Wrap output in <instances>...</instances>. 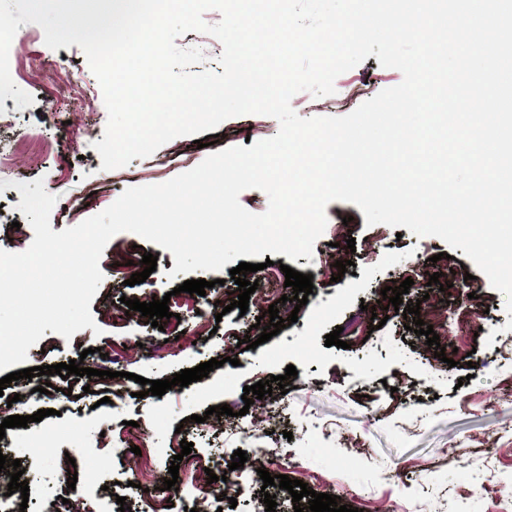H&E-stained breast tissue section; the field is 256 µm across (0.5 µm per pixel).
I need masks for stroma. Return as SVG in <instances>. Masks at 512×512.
I'll use <instances>...</instances> for the list:
<instances>
[{
    "instance_id": "35a3bbf8",
    "label": "stroma",
    "mask_w": 512,
    "mask_h": 512,
    "mask_svg": "<svg viewBox=\"0 0 512 512\" xmlns=\"http://www.w3.org/2000/svg\"><path fill=\"white\" fill-rule=\"evenodd\" d=\"M10 75L30 94L33 105L18 107L13 97L0 101L14 113L12 127L0 130V148L13 149L17 162L0 174V249L12 250V222L24 221L18 183L42 180L56 195L50 215L53 231L76 226L103 211L98 195L119 197L138 180L166 182L201 163L208 153L276 136L279 121L246 114L225 120L216 129L171 140L146 158L121 168L103 170L94 148L102 140L108 114L100 85L78 45L50 49L36 24L20 25L9 50ZM403 80L401 71L381 66L377 56L338 76L335 92L317 97L301 91L291 99L301 117L343 116L363 101ZM327 224L312 257H299L292 269L309 275L314 285L298 320L256 349L238 346L242 337L258 338L254 324L267 302L250 297L246 314L231 310L222 319L202 314L204 299L178 292L186 279H223L235 291L228 270L174 274L173 254L131 232L116 234L105 247L99 268L103 281L90 303L95 327L64 338L45 331L29 348L28 366L54 365L82 359L84 366L125 371L127 394L115 403L97 404L95 397L69 395L75 376H51L53 391L14 401L12 414L26 416L49 410V417L28 427L7 429L0 454L20 460L29 486L28 498L13 494L7 512H53L54 502L77 493L94 512H118L125 497L130 512H152L159 497L170 512H184L200 494L192 459L219 457L225 449L249 450L254 437L273 447L262 459L269 473L308 483L319 493L338 496L353 512H498V493L512 491V315L505 297L494 289L462 250H449L433 236L419 237L408 228L367 225L362 210L333 201ZM344 225L354 249H331L334 229ZM354 262L351 273L338 274L330 251ZM451 258H444V251ZM157 258L146 282L128 286L112 268L127 253ZM439 274L440 289L424 292L412 285L408 297L420 300L421 312L441 306L443 324L434 325L440 344L452 351L442 362L425 337L406 330L402 313L390 312L382 328L370 330L371 308L381 289L403 282L416 267ZM473 283H465V275ZM169 298L174 317L152 328L149 318L127 311L125 299L151 302ZM120 322L108 320L109 312ZM356 321L357 336L349 348L326 346L336 327ZM89 355H82V348ZM226 356L222 367L163 396H140L135 376L172 378L210 359ZM238 357L239 366L229 364ZM295 366L292 390L245 405L244 387ZM226 404L233 413L207 416L209 407ZM205 422H198V415ZM111 431V441L102 432ZM192 442L180 463L173 489L159 493L131 487L134 456L167 478L176 437ZM74 458L84 480L68 488L59 466Z\"/></svg>"
}]
</instances>
